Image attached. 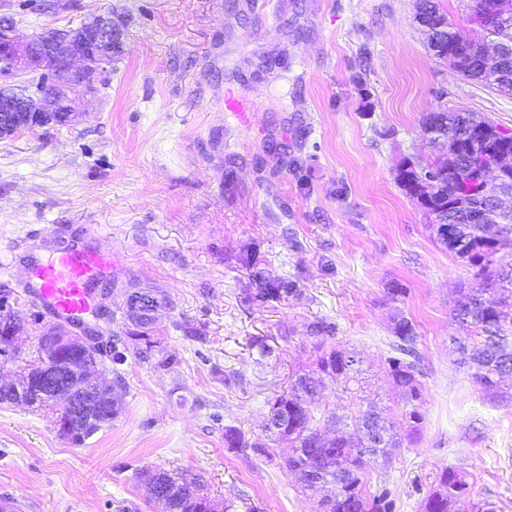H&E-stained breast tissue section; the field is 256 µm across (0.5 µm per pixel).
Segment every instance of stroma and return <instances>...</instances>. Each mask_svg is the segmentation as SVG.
I'll list each match as a JSON object with an SVG mask.
<instances>
[{
  "label": "stroma",
  "mask_w": 512,
  "mask_h": 512,
  "mask_svg": "<svg viewBox=\"0 0 512 512\" xmlns=\"http://www.w3.org/2000/svg\"><path fill=\"white\" fill-rule=\"evenodd\" d=\"M0 0L21 35L75 29L96 15L124 23V52L67 126L0 139V256L56 226L117 252L112 311L86 326L119 333L129 288L169 305L152 338L171 368L132 356L110 426L84 444L50 411L0 403V497L27 512H156L142 476L194 479L236 512H315L283 464L287 444L240 453L224 429L265 437L268 402L324 342L361 361L365 396L385 417L404 401L388 376L394 322L416 331L423 421L372 484L394 512H422L441 467L471 488L466 512H512V378L488 389L461 363L452 308L475 270L438 240L432 216L397 169L430 156L423 119L463 110L512 130V93L458 75L428 49L419 0ZM252 103L249 122L225 94ZM27 262L0 272V309L25 324L19 361L52 323L18 286ZM277 288L256 296L258 281ZM272 353L260 357L259 344Z\"/></svg>",
  "instance_id": "stroma-1"
}]
</instances>
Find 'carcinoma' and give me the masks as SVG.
<instances>
[{"label": "carcinoma", "mask_w": 512, "mask_h": 512, "mask_svg": "<svg viewBox=\"0 0 512 512\" xmlns=\"http://www.w3.org/2000/svg\"><path fill=\"white\" fill-rule=\"evenodd\" d=\"M489 0H473L474 21L481 31L468 36L475 54L471 62L456 64V71L490 88L512 92V0H504L509 13L502 19L488 9ZM419 21L430 26L429 48L439 59H448L460 32L456 31L435 0H422ZM124 51L123 42L109 38L98 42V54L112 59ZM39 100L45 111L38 126H66L65 115L56 111L59 96L69 91L83 90L80 79L54 89L37 84ZM461 113L431 112L424 126L435 137L430 144L435 157L426 161L421 156L407 157L398 169L397 181L409 195L416 194L417 183L432 176L427 198L421 206L434 218L432 228L437 238L470 265L478 268L476 277L489 286L495 272L488 268L490 258L501 248H512V211L497 215L492 201L479 191L483 169L503 152H512V132L490 123L486 133L463 134ZM482 288H472L457 305L461 322L471 325L483 335L482 347L474 350L470 360L476 365L475 378L486 388L496 385L495 378L512 374V317L497 307L485 303ZM135 292H124L125 335L135 346L134 355L149 360L161 354L155 367L168 368L172 359L157 348L149 331L155 319L139 312L134 306ZM394 350L398 357L387 360L393 383L405 395L403 424L386 421L373 405L363 406V379L359 360L345 349H326L323 341L314 343L316 352L312 364L297 374L288 389L269 401L271 422L267 431L276 441H285L292 453L285 460L294 471L301 487L314 491L333 484L336 496L320 503V512H392L390 490L379 486L370 490V470L377 461H387L394 448L403 441L413 440L419 433L423 416L420 413L422 387L414 364L402 359L414 352L417 336L414 325L405 318L394 327ZM339 386L347 393L353 410L341 417L334 412L312 405L316 394L330 386ZM348 419L359 431V437L326 438L324 430ZM224 442L230 448L245 453L261 452L265 444L249 442L233 427H224ZM156 482L146 489L153 502L164 500L166 512H217L218 505L196 493L191 484L166 471L153 473ZM469 495V485L452 468L444 467L437 474L433 490L424 502V512H457L459 503Z\"/></svg>", "instance_id": "obj_1"}]
</instances>
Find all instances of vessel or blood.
Here are the masks:
<instances>
[{
  "label": "vessel or blood",
  "mask_w": 512,
  "mask_h": 512,
  "mask_svg": "<svg viewBox=\"0 0 512 512\" xmlns=\"http://www.w3.org/2000/svg\"><path fill=\"white\" fill-rule=\"evenodd\" d=\"M117 263L118 258L111 251L72 237L37 268L30 294L40 301L51 319L80 326Z\"/></svg>",
  "instance_id": "obj_1"
}]
</instances>
